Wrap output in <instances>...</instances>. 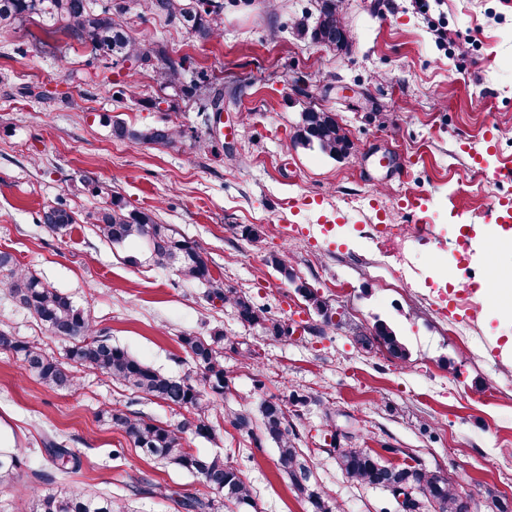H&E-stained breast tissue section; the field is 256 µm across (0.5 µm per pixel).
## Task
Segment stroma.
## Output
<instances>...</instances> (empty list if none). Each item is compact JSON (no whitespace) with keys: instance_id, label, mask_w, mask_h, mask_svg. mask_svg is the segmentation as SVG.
Returning <instances> with one entry per match:
<instances>
[{"instance_id":"1","label":"stroma","mask_w":512,"mask_h":512,"mask_svg":"<svg viewBox=\"0 0 512 512\" xmlns=\"http://www.w3.org/2000/svg\"><path fill=\"white\" fill-rule=\"evenodd\" d=\"M316 8V0H226L224 27L208 41L161 17L124 15L134 37L162 42L187 69L218 78L224 119L237 128L231 142L212 134L213 114L200 102L161 87L159 70L115 65L107 88L86 49L46 37L36 21L1 33L0 250L71 296L112 344L162 373H193L182 334L220 329L241 343L250 358L224 351L232 388L225 404L254 416L262 400L300 396L288 418L312 484L340 512H397V503L346 477L324 452L334 427L338 447L446 473L475 512H492L493 499L512 501V313L489 301L496 276L512 273V222L462 221L456 193H478L488 207L512 201V179L502 176L512 168V0H341L350 40L340 50L300 35L299 21ZM310 107L335 114L353 154L333 159L296 144ZM116 120L135 129L170 125L178 136L169 145L120 141ZM111 191L195 241L215 278L291 335L243 324L202 285L151 265L141 244L102 240L84 216ZM59 204L78 217L62 238L40 221ZM376 224L424 227L411 283L367 239ZM243 225L258 238H242ZM272 253L293 280L267 264ZM444 258L475 270L481 311L465 348L448 334L456 311ZM305 287L327 300L331 324L308 307ZM379 321L406 344V360L359 344ZM0 325L64 354V340L1 287ZM77 376L76 388L49 390L0 349V450L23 458L18 483L0 488V512H27L49 489L111 494L129 512H182L180 496L213 498L201 480L145 457L99 416L118 408L173 424L178 410L98 371L82 367ZM49 439L80 458V471L58 473ZM191 446L224 453L240 470L250 512H308L273 444L227 425L215 441Z\"/></svg>"}]
</instances>
